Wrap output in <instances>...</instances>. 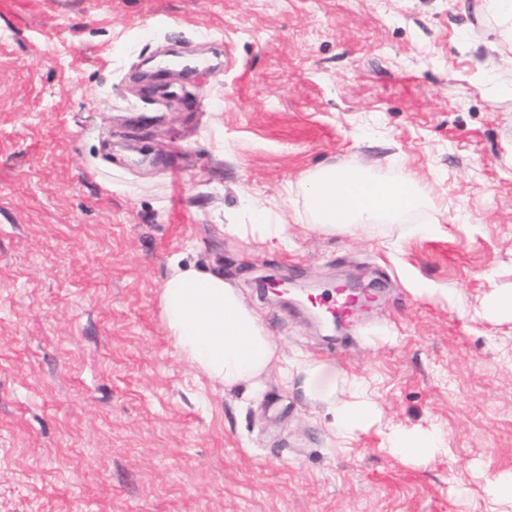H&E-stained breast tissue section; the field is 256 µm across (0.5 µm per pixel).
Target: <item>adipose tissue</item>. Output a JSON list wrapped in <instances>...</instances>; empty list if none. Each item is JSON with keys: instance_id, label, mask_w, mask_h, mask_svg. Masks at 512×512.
I'll use <instances>...</instances> for the list:
<instances>
[{"instance_id": "ef3b65f1", "label": "adipose tissue", "mask_w": 512, "mask_h": 512, "mask_svg": "<svg viewBox=\"0 0 512 512\" xmlns=\"http://www.w3.org/2000/svg\"><path fill=\"white\" fill-rule=\"evenodd\" d=\"M305 204L313 224L333 233L395 222L429 206L430 199L410 174L378 178L361 165L341 162L306 176ZM161 307L164 325L182 358L213 383L256 392L280 360L279 348L261 318L221 273L173 260ZM297 372L302 390L332 415V430L342 440H352L378 423L379 409L368 387H356L349 397H341L345 371L304 360ZM384 438L389 453L402 457L427 459L446 451L429 431L410 435L391 428Z\"/></svg>"}]
</instances>
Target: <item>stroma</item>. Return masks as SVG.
<instances>
[{
	"mask_svg": "<svg viewBox=\"0 0 512 512\" xmlns=\"http://www.w3.org/2000/svg\"><path fill=\"white\" fill-rule=\"evenodd\" d=\"M475 4L0 0V512H491L512 320L477 311L512 290V41ZM344 159L415 175L434 209L320 230L302 180ZM255 200L288 248L225 232ZM175 258L265 320L282 362L259 397L179 357ZM272 281L376 298L330 339ZM303 358L446 454L401 458L373 428L338 447L282 375Z\"/></svg>",
	"mask_w": 512,
	"mask_h": 512,
	"instance_id": "35a3bbf8",
	"label": "stroma"
}]
</instances>
